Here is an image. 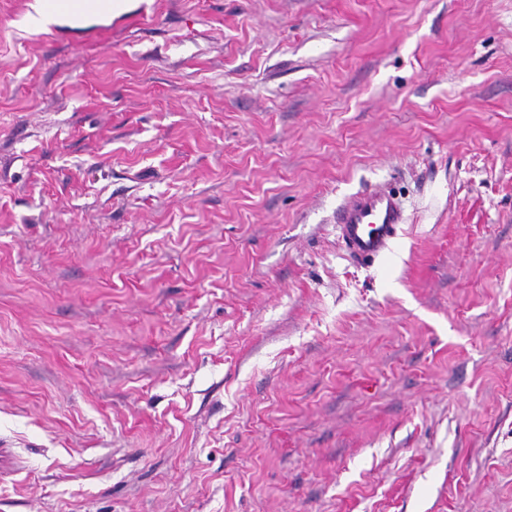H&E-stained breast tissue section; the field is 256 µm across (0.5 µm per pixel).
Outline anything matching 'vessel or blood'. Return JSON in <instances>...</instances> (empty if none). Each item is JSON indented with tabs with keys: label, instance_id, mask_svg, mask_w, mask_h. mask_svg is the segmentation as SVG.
I'll return each instance as SVG.
<instances>
[{
	"label": "vessel or blood",
	"instance_id": "obj_1",
	"mask_svg": "<svg viewBox=\"0 0 512 512\" xmlns=\"http://www.w3.org/2000/svg\"><path fill=\"white\" fill-rule=\"evenodd\" d=\"M404 211L395 193L368 188L341 206L336 230L347 255L356 263L376 261L391 251Z\"/></svg>",
	"mask_w": 512,
	"mask_h": 512
}]
</instances>
